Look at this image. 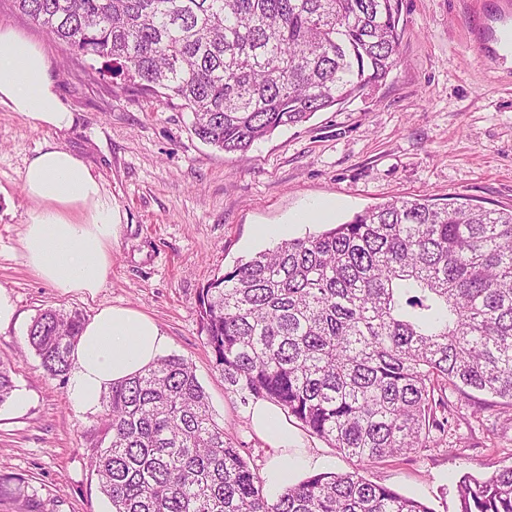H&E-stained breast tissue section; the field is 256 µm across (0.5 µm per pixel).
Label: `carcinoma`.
Returning a JSON list of instances; mask_svg holds the SVG:
<instances>
[{
	"label": "carcinoma",
	"instance_id": "carcinoma-1",
	"mask_svg": "<svg viewBox=\"0 0 512 512\" xmlns=\"http://www.w3.org/2000/svg\"><path fill=\"white\" fill-rule=\"evenodd\" d=\"M401 0H14L114 79L181 101L226 155L382 84L399 63ZM200 331L225 389L277 405L363 462L448 434L446 392L512 403V209L398 198L279 242L214 277ZM85 325L48 308L25 342L67 377ZM0 359V407L16 385ZM90 467L111 512H430L356 472L271 499L214 417L192 364L168 355L101 397ZM27 512L37 490L18 483ZM460 512H512V467L463 475Z\"/></svg>",
	"mask_w": 512,
	"mask_h": 512
}]
</instances>
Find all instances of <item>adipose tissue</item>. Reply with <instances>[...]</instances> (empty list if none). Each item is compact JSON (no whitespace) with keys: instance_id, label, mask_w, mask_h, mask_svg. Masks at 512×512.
Masks as SVG:
<instances>
[{"instance_id":"obj_1","label":"adipose tissue","mask_w":512,"mask_h":512,"mask_svg":"<svg viewBox=\"0 0 512 512\" xmlns=\"http://www.w3.org/2000/svg\"><path fill=\"white\" fill-rule=\"evenodd\" d=\"M35 129L64 134L76 115L62 100L45 47L0 25V107ZM23 191L31 201L22 239L27 267L63 294L95 295L112 264L118 225L100 176L69 149L49 144L27 162ZM170 341L151 319L124 307L100 309L83 329L71 356L69 395L83 410L100 407L102 393L168 353ZM251 420L274 455L265 472L273 494L290 482L285 450L290 433L277 406L254 403Z\"/></svg>"}]
</instances>
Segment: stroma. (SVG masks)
Here are the masks:
<instances>
[{"mask_svg": "<svg viewBox=\"0 0 512 512\" xmlns=\"http://www.w3.org/2000/svg\"><path fill=\"white\" fill-rule=\"evenodd\" d=\"M0 24L41 42L61 95L77 114L57 136L0 108V288L18 319L0 327V358L11 359L17 398L0 407V483L25 481L47 512H111L90 468L94 413L78 410L66 383L49 378L25 345L31 319L47 308L92 318L127 307L154 320L170 351L191 363L226 432L264 472L273 451L250 409L224 389L200 333L196 301L214 275L276 245L263 226L292 238L318 233L396 197H455L512 208V62L500 51L512 30V0H402L400 61L381 85L354 101L283 127L245 155L228 156L190 129V114L100 73L99 62L67 50L30 17L0 0ZM48 143L79 155L100 175L119 215L112 265L95 296L63 295L26 266L22 237L30 203L27 159ZM327 219L297 223L314 204ZM449 435L434 447L366 465L289 421L288 458L314 456L333 472L457 512L455 484L512 466V409L474 412L455 402Z\"/></svg>", "mask_w": 512, "mask_h": 512, "instance_id": "obj_1", "label": "stroma"}]
</instances>
